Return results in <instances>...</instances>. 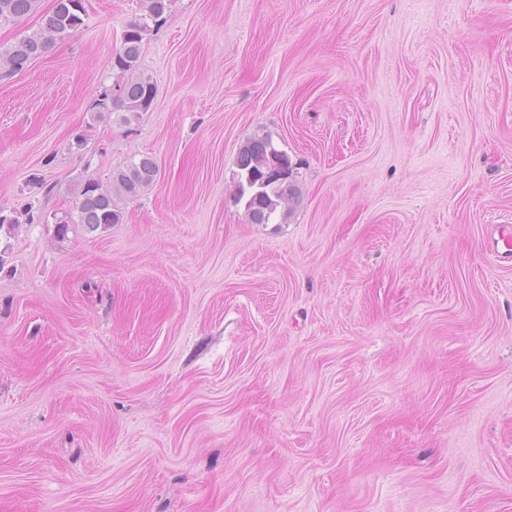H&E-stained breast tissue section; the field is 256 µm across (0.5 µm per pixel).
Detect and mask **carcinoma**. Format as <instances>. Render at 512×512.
<instances>
[{
	"instance_id": "obj_1",
	"label": "carcinoma",
	"mask_w": 512,
	"mask_h": 512,
	"mask_svg": "<svg viewBox=\"0 0 512 512\" xmlns=\"http://www.w3.org/2000/svg\"><path fill=\"white\" fill-rule=\"evenodd\" d=\"M38 0H0V18H20L36 10ZM171 0H142L141 13L126 24L120 46L112 57V68L128 79L118 85V93L96 102L97 114L121 113L125 124L139 121L150 111L156 86L151 77L139 70L142 46L151 30L150 23L157 21L169 9ZM83 0H55L54 8L43 16L40 29L22 38L13 46L0 49V70L9 73L23 71L31 61L45 52L52 40L73 36L83 24ZM288 159L279 151L270 133L256 131L239 151L237 158V202L244 203L248 218L253 224H271L285 221L300 202L301 188L294 175L286 179L262 177L277 163ZM158 165L149 155L132 158L112 172L111 185L101 189L92 179L80 184L79 202L74 210L53 212L56 232L65 235L74 225H82L94 232L118 224L122 211L116 199H135L157 178ZM22 213L0 207V231L9 234L21 224Z\"/></svg>"
}]
</instances>
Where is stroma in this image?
Instances as JSON below:
<instances>
[{"instance_id": "obj_1", "label": "stroma", "mask_w": 512, "mask_h": 512, "mask_svg": "<svg viewBox=\"0 0 512 512\" xmlns=\"http://www.w3.org/2000/svg\"><path fill=\"white\" fill-rule=\"evenodd\" d=\"M84 7L0 74V205L159 174L0 259V512H512V0H171L129 125L95 104L140 0ZM260 128L283 224L233 196ZM158 171L153 157L141 155L139 159L133 157L114 169L111 185L104 191L93 179L81 183L78 187L79 202L75 209L51 213L57 234L64 236L74 225H82L89 232H94L111 224H119L123 215L116 198L139 197L156 180Z\"/></svg>"}]
</instances>
